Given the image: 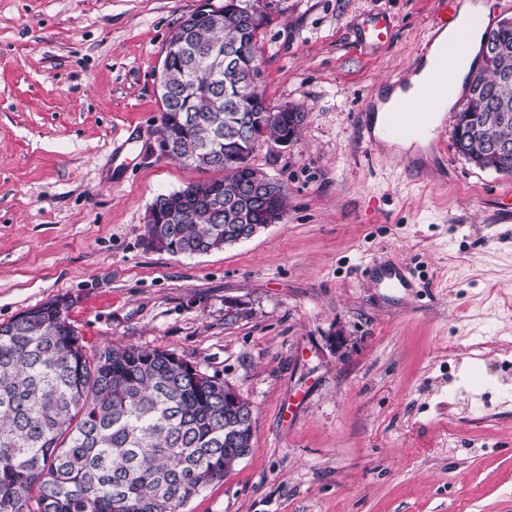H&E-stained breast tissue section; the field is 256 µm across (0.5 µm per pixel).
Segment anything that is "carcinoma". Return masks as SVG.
Segmentation results:
<instances>
[{"instance_id":"1","label":"carcinoma","mask_w":512,"mask_h":512,"mask_svg":"<svg viewBox=\"0 0 512 512\" xmlns=\"http://www.w3.org/2000/svg\"><path fill=\"white\" fill-rule=\"evenodd\" d=\"M235 1L257 8V22L240 24ZM190 19L160 134L175 145L171 158L224 177L185 186L176 224L162 221L171 193L152 201L159 209L146 223L147 248L182 256L222 250L260 225L244 174L230 161L287 132L297 138L306 119L295 110L289 130L269 119L259 139L236 107L250 96L253 112L270 108L250 78L261 65V0L197 8L174 34ZM229 43L239 52L216 72L208 49ZM479 54L482 65L469 72L456 113L463 133L455 147L475 167L512 176V23L483 35ZM70 308L47 302L0 323V512H182L240 461L237 449L252 447L256 419L238 417L253 411L251 403L238 395L236 410L225 408L229 385L190 374L169 350L107 344L87 354Z\"/></svg>"}]
</instances>
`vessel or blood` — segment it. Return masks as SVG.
I'll return each instance as SVG.
<instances>
[{"mask_svg": "<svg viewBox=\"0 0 512 512\" xmlns=\"http://www.w3.org/2000/svg\"><path fill=\"white\" fill-rule=\"evenodd\" d=\"M460 0H437V14L431 29L440 32L453 23L460 10ZM393 25L390 17L383 13L370 16L361 31V40L365 44L377 46L390 41ZM466 38H458L448 44L440 65L446 75H453L460 63L466 47ZM448 94L444 83L430 85L418 93L416 99L402 98L395 102L392 112L383 128L384 135L393 141L416 140L431 132L435 109L441 98ZM372 282L383 289L390 301H407L411 295L413 283L404 265L393 260H379L372 267Z\"/></svg>", "mask_w": 512, "mask_h": 512, "instance_id": "1", "label": "vessel or blood"}]
</instances>
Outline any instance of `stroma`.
I'll list each match as a JSON object with an SVG mask.
<instances>
[{
  "mask_svg": "<svg viewBox=\"0 0 512 512\" xmlns=\"http://www.w3.org/2000/svg\"><path fill=\"white\" fill-rule=\"evenodd\" d=\"M200 0H0V323L58 297L87 352H175L253 406L252 453L183 512H512V176L414 164L357 114L436 0H264L268 103L306 112L252 164L280 223L200 256L144 245L153 198L214 174L160 154L163 51ZM394 30L379 46L369 14ZM405 264L415 298L372 285ZM393 25L390 17L384 13L370 16L362 27L361 40L365 44L377 46L390 41Z\"/></svg>",
  "mask_w": 512,
  "mask_h": 512,
  "instance_id": "35a3bbf8",
  "label": "stroma"
}]
</instances>
